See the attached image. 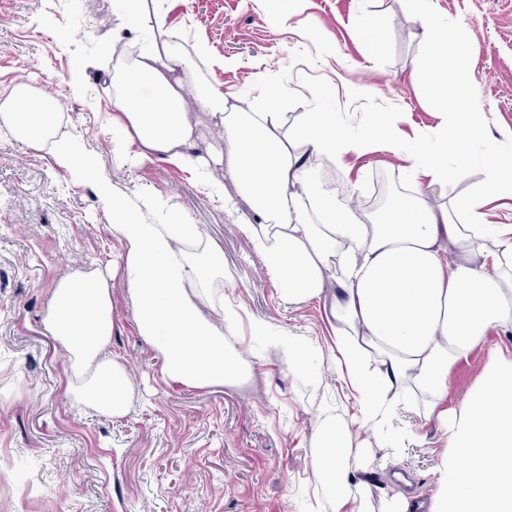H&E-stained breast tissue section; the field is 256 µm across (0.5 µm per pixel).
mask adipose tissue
Masks as SVG:
<instances>
[{
	"label": "adipose tissue",
	"instance_id": "obj_1",
	"mask_svg": "<svg viewBox=\"0 0 512 512\" xmlns=\"http://www.w3.org/2000/svg\"><path fill=\"white\" fill-rule=\"evenodd\" d=\"M163 0H114L119 28L107 45L113 63L112 119L104 131L128 166L162 160L204 178L223 196L217 171L229 170L253 214L244 230L289 303L324 301L334 328L332 360L371 431L362 440L349 421L328 414L309 441L311 465L331 512H372L369 487L355 486L351 455L368 444L395 452L387 413L439 421L448 451L430 512H512V363L491 365L458 409L446 401L456 364L512 325V227L490 223L485 195L512 197V154L473 142L485 130L476 104L456 101L438 140L402 142L395 113L373 114L350 137L325 97L289 120L279 107L291 92H266L247 110H228L223 90L200 82L209 63L205 44L184 51L167 24ZM423 43L436 52L462 51L430 0H412ZM134 40H124V32ZM439 99L464 90L468 70L420 60ZM214 134L201 143L188 112L186 86ZM56 100L20 82L0 93V135L46 152L56 165L96 180L120 250L111 268L72 271L52 289L41 319L45 335L65 352L71 403L109 417L125 416L134 383L119 356H107L115 331L112 276L121 272L138 334L163 359L162 380L173 389H203L241 380L249 367L238 347L237 315L216 290L221 245L176 209L157 211L150 192L117 195L99 172L95 154L77 152L64 132ZM379 145L405 148L416 173L448 192L472 168L483 189L432 207L424 192L395 197L375 219L351 207L334 186L314 177L308 156L338 160ZM269 346H287L288 368L299 378L320 375L323 359L299 343H284L265 322L252 325Z\"/></svg>",
	"mask_w": 512,
	"mask_h": 512
}]
</instances>
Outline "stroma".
Returning <instances> with one entry per match:
<instances>
[{"label":"stroma","mask_w":512,"mask_h":512,"mask_svg":"<svg viewBox=\"0 0 512 512\" xmlns=\"http://www.w3.org/2000/svg\"><path fill=\"white\" fill-rule=\"evenodd\" d=\"M113 0H0V90L32 80L69 117L79 148L93 150L103 176L129 198L150 191L159 209L176 208L224 248V305L241 316L238 342L252 362L242 387L174 391L162 359L139 336L122 276L112 280L115 332L109 353L125 358L134 380L130 410L111 418L72 407L63 352L39 327L49 290L67 272L106 265L120 245L95 186L41 152L0 139V389L21 397L0 407V512H322L308 443L320 415L358 413L334 371L301 380L288 354L257 345L250 323L310 348L332 340L322 302H285L239 224L250 210L225 180L237 215L181 169L152 160L131 168L99 129L112 116L106 72L88 70L79 92L67 82L81 59L99 58L112 36ZM467 55L448 64L471 74L467 91L481 110L487 145L512 152V0H432ZM379 27L366 33L363 17ZM168 20L180 39L205 42L214 61L202 71L229 105L248 108L261 88L293 92L287 109L305 112L315 94L335 90L350 134L371 113L401 111L404 140L433 135L449 114L415 63L426 53L409 0H181ZM73 29L77 38L59 33ZM407 155L388 149L333 163L341 187L383 208L408 188ZM385 179L388 194L375 195ZM512 360V326L453 369L449 405L476 386L494 355ZM411 434L392 458L373 449L356 478L373 503L397 491L387 476L401 467L431 496L445 434L406 414L393 422Z\"/></svg>","instance_id":"35a3bbf8"}]
</instances>
